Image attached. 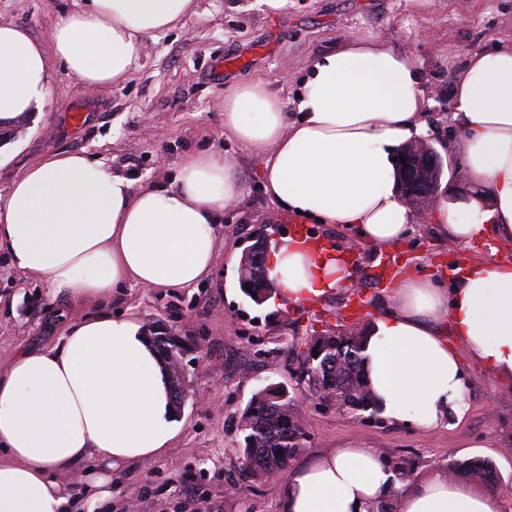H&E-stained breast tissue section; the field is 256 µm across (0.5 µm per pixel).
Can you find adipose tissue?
<instances>
[{
	"instance_id": "ef3b65f1",
	"label": "adipose tissue",
	"mask_w": 512,
	"mask_h": 512,
	"mask_svg": "<svg viewBox=\"0 0 512 512\" xmlns=\"http://www.w3.org/2000/svg\"><path fill=\"white\" fill-rule=\"evenodd\" d=\"M196 9L197 0H83L46 46L0 24V123L44 108L58 65L88 90L126 82L144 40ZM422 68L415 54L345 38L311 61L298 120L264 84L242 83L224 91V132L263 156L265 190L284 210L388 247L416 222L395 191L393 158L420 131ZM453 81L469 175L484 192L440 201L429 222L461 246L490 232L510 242L512 40L470 54ZM241 196L233 164L208 151L184 155L170 184L135 187L82 152L47 155L12 179L0 248L75 316L55 341L0 368V512H98L112 502L113 472L174 447L180 425L164 365L136 319L112 314L109 301L127 285L191 288L211 276L217 226ZM266 265L275 297L296 304L351 278L338 250L291 236L271 244ZM456 274L448 291L410 272L393 312L369 330L365 369L395 421L433 429L463 410L467 378L443 321L471 358L512 384V264L470 261ZM82 464L80 495L59 475ZM277 503L278 512H504L497 495L444 469L401 480L377 448L356 441L280 478Z\"/></svg>"
}]
</instances>
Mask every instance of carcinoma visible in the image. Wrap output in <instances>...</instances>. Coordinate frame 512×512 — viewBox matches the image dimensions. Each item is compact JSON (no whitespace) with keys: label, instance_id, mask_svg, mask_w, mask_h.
<instances>
[{"label":"carcinoma","instance_id":"carcinoma-1","mask_svg":"<svg viewBox=\"0 0 512 512\" xmlns=\"http://www.w3.org/2000/svg\"><path fill=\"white\" fill-rule=\"evenodd\" d=\"M249 281L253 288L245 295L257 304H263L273 291L266 274L265 262L250 261ZM149 338L163 357L170 376L175 408L181 407L180 394L186 390L182 371L183 354L177 344L164 332L149 329ZM368 336L365 332H351L337 336H319L312 349L322 348L320 361L313 362L307 374L311 391L329 399L339 409L382 413L364 373V357ZM237 429L243 436L240 472L249 478H261L271 471H285L288 461L303 447L305 438L294 398L288 389L266 386L252 397L241 414ZM453 475L494 483L498 474L493 463L486 459H472L448 465Z\"/></svg>","mask_w":512,"mask_h":512}]
</instances>
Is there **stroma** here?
Listing matches in <instances>:
<instances>
[{"label": "stroma", "instance_id": "1", "mask_svg": "<svg viewBox=\"0 0 512 512\" xmlns=\"http://www.w3.org/2000/svg\"><path fill=\"white\" fill-rule=\"evenodd\" d=\"M80 2L0 0V23L20 26L45 43L53 23ZM344 37L379 40L421 58L429 89L422 136L444 159L443 187L457 198L475 193L444 63L511 39L512 0H288L275 11L255 0H198L196 13L145 40L127 82L89 93L56 69L59 93L49 107L10 124L9 136L0 140V203L14 174L61 151L102 159L139 186L173 180L186 153L211 151L235 165L244 187L218 226L224 244L213 278L186 289L129 286L112 296L113 312L134 314L143 327L161 326L198 346L184 360L188 396L178 411L185 426L177 445L113 477L112 512H276L275 482L244 478L237 465V421L269 385L287 387L302 402L306 438L291 466L349 440L383 448L386 461L412 468L417 478L453 461L485 458L499 473L491 491L512 508V390L470 357L462 359L468 377L463 414L433 430L307 403L300 377L317 337L361 330L392 310L406 265L426 268L449 289L450 264L512 259V241L459 246L437 240L431 224L420 222L402 244L379 248L360 243L346 225L312 221V234L349 251L347 287L313 306L285 300L258 305L239 287L244 250L257 237L275 241L289 234L297 218L267 196L262 157L225 135L224 91L264 83L289 117H297L296 93L309 62ZM77 109L86 121L75 129L71 114ZM59 310L44 279L12 270L0 249V366L19 349L53 341L61 329Z\"/></svg>", "mask_w": 512, "mask_h": 512}]
</instances>
